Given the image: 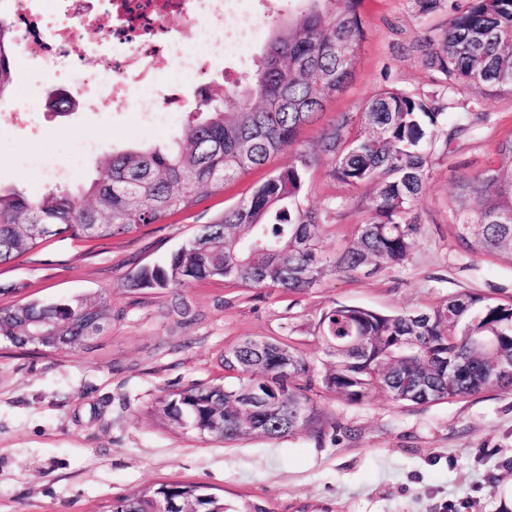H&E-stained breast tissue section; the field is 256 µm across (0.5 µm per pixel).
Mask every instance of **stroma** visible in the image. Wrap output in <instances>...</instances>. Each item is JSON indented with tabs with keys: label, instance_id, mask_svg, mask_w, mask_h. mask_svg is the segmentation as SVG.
I'll use <instances>...</instances> for the list:
<instances>
[{
	"label": "stroma",
	"instance_id": "obj_1",
	"mask_svg": "<svg viewBox=\"0 0 512 512\" xmlns=\"http://www.w3.org/2000/svg\"><path fill=\"white\" fill-rule=\"evenodd\" d=\"M450 8L444 0L423 15L416 0H362L367 36L353 77L318 123L299 130L296 149H316L338 113L358 111L382 87L436 90L433 72L409 49L436 36ZM238 72L228 60L189 80L184 108L170 113L163 130L85 102L73 114L38 112L26 122L15 118L10 98L0 99V186L30 194L74 186L98 177L111 152L168 146L202 90ZM448 104L449 115L476 112L484 120L437 155L418 204L421 231L404 264L350 276L328 266L304 294L195 281L181 290L184 315L172 310L168 292L127 289L135 272L163 264L287 166L283 153L221 191L200 190L197 204L161 223L105 240L54 237L1 265L0 307L90 295L108 302L112 323L93 342L67 349L0 341V512H103L115 497L168 481L205 484L231 501L261 499L273 512H512L500 495L512 479V392L407 407L381 395L353 404L318 388L312 397L325 436L304 429L225 444L177 426L160 403L165 392L223 376L219 355L247 338L289 343L323 374L335 358L316 325L336 302L431 311L463 292L512 295V259L466 255L448 228L459 177L484 169L512 134V94L452 89ZM329 170L325 157L310 169L302 203L330 209L321 246L331 258L363 222L372 188H346Z\"/></svg>",
	"mask_w": 512,
	"mask_h": 512
}]
</instances>
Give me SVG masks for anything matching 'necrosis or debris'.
Here are the masks:
<instances>
[{"label":"necrosis or debris","mask_w":512,"mask_h":512,"mask_svg":"<svg viewBox=\"0 0 512 512\" xmlns=\"http://www.w3.org/2000/svg\"><path fill=\"white\" fill-rule=\"evenodd\" d=\"M174 16L183 19L185 32L169 27ZM6 17L28 28L19 62L39 58L45 64L17 95L18 114L38 111L42 84L53 82L91 105L128 108L150 123L174 110L189 73L229 57L247 62L253 39L248 27L228 28L225 0H14ZM87 54L99 60L92 75L79 69ZM133 60L146 79L126 80Z\"/></svg>","instance_id":"4bbe7bcc"}]
</instances>
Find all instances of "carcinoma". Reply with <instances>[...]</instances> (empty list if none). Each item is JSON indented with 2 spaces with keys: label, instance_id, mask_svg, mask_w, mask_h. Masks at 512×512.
<instances>
[{
  "label": "carcinoma",
  "instance_id": "cac0c4a2",
  "mask_svg": "<svg viewBox=\"0 0 512 512\" xmlns=\"http://www.w3.org/2000/svg\"><path fill=\"white\" fill-rule=\"evenodd\" d=\"M301 2V11L276 25L249 72L196 101L176 147L114 153L105 158L101 177L69 189L28 195L0 187V265L62 229L75 239H110L158 223L193 206L199 190L219 191L291 150L288 166L166 263L138 270L126 287L169 290L173 309L183 314L187 307L177 289L193 281L219 278L291 293L316 287L326 214L301 203L316 158L294 144L299 129L317 121L325 103L347 88L365 30L361 0ZM12 33L13 26L0 19V98L14 85ZM440 38L437 51L426 39L416 48L436 82L512 92V0H463ZM446 120L447 103L438 94L383 88L323 130L319 151L331 156V176L350 189L374 186L366 218L333 261L336 273L408 259L420 231L417 206L436 132L449 148L479 116L466 113L445 129ZM449 210L451 235L464 252L512 258V136L498 142L490 165L459 182ZM111 318L107 304L84 296L30 302L0 307V336L23 348V337L54 330L59 347H71ZM317 335L336 358L319 379L296 348L248 339L221 355L224 377L164 395L167 416L226 442L249 435L278 438L306 427L323 433L308 395L317 383L355 404L377 394L421 406L494 388L512 392V297L461 293L431 312L394 314L336 302L322 314ZM247 393L263 395L264 402L245 403ZM162 496L191 512H271L262 501L226 503L205 485L178 481L117 501L121 512H150Z\"/></svg>",
  "mask_w": 512,
  "mask_h": 512
}]
</instances>
